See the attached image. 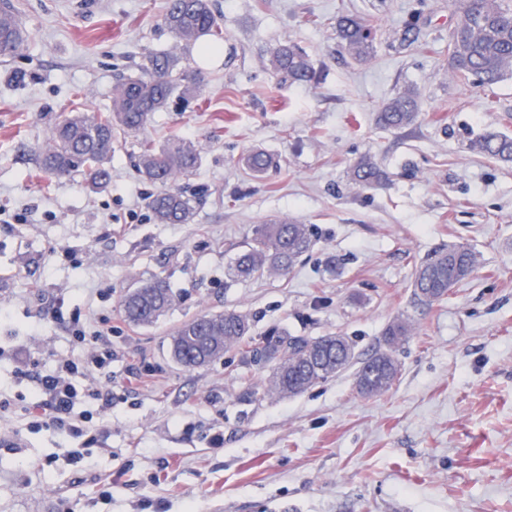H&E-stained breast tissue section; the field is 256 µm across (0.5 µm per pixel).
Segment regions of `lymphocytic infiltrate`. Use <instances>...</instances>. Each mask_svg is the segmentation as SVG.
<instances>
[{
    "label": "lymphocytic infiltrate",
    "instance_id": "obj_1",
    "mask_svg": "<svg viewBox=\"0 0 512 512\" xmlns=\"http://www.w3.org/2000/svg\"><path fill=\"white\" fill-rule=\"evenodd\" d=\"M72 340L80 350L77 358L59 360L54 371L41 372L38 361L23 363L16 369L18 378L32 382L40 395L39 402L23 409L9 399L0 398V411H22L36 429H48L58 434L78 437L84 432L83 423L91 417L108 421L112 413V391L96 386L78 390L72 375L107 373L112 364V338L108 332L87 333L78 319H70Z\"/></svg>",
    "mask_w": 512,
    "mask_h": 512
}]
</instances>
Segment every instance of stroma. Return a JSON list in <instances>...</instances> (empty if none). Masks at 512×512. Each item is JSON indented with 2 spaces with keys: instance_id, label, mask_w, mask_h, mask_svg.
I'll use <instances>...</instances> for the list:
<instances>
[{
  "instance_id": "35a3bbf8",
  "label": "stroma",
  "mask_w": 512,
  "mask_h": 512,
  "mask_svg": "<svg viewBox=\"0 0 512 512\" xmlns=\"http://www.w3.org/2000/svg\"><path fill=\"white\" fill-rule=\"evenodd\" d=\"M10 2L27 41L0 60V392L33 405L16 367L32 356L47 369L74 351L51 313L59 298L88 331L111 328L117 358L97 443L0 418V512H512V162L469 148L512 136V78L485 89L449 75L452 0H211L221 49L185 53L201 91L172 96L147 131L201 145L180 181L189 224L154 221L135 138H116L112 183L97 193L83 175L39 166L59 113L103 111L117 75L172 48L167 0ZM344 14L376 28L366 63L336 35ZM284 40L308 53L315 82L275 84L266 60ZM408 87L419 121L380 129V106ZM253 149L279 165L252 174L242 158ZM363 157L388 180L353 184ZM273 217L307 225L310 252L289 274L231 279L246 237ZM451 244L478 252L480 266L443 300L414 306L416 263ZM153 275L179 301L134 326L119 301ZM227 309L249 318L252 339L275 327L341 334L360 359L395 317L416 332L383 396L358 394L349 369L281 398L260 393L267 368L236 353L195 370L171 360L174 327ZM127 354L145 385L127 382Z\"/></svg>"
}]
</instances>
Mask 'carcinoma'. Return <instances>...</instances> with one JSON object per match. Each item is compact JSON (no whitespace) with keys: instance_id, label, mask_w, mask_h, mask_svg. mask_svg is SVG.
<instances>
[{"instance_id":"1","label":"carcinoma","mask_w":512,"mask_h":512,"mask_svg":"<svg viewBox=\"0 0 512 512\" xmlns=\"http://www.w3.org/2000/svg\"><path fill=\"white\" fill-rule=\"evenodd\" d=\"M169 6L163 23L175 40V49L152 54L134 76H120L112 86V109L107 112H62L52 128L50 144L39 155L46 173L65 178L81 172L87 187L96 191L109 185L112 143L119 133L137 137L164 108L174 94L192 95L200 90L198 75L184 65V52L199 38L223 40L210 0H178ZM457 20L448 39V60L453 76L473 79L490 88L512 77V0H456ZM337 35L348 54L363 61L374 53L370 29L356 16L343 15L337 21ZM25 42V32L10 0H0V57L15 54ZM271 76L280 83H311L316 78L309 56L297 45L277 46L267 60ZM420 117L416 93L406 88L389 99L377 115L385 130L399 131L414 125ZM470 148L484 156L512 161V137L483 135ZM200 145L182 137L169 139L161 147L139 141L137 170L143 181L158 186L147 207L159 224H189L195 208L191 196L179 185L181 176L198 165ZM246 167L263 173L276 166L273 155L251 150L244 156ZM385 177L371 160L363 159L350 170V179L368 185ZM313 247L304 224L273 221L252 230L245 249L231 268L234 278L264 274L284 275ZM479 266L478 254L469 247L450 246L420 261L413 274L412 296L430 306L448 295L458 282ZM177 294L160 278L128 290L120 301L125 320L136 326H151L175 305ZM409 319L397 317L383 331V348L364 359L356 371V387L368 397L381 396L398 376L394 350L411 335ZM250 335L247 317L236 311L201 313L183 322L171 334V358L187 368L206 366L231 350L249 362L269 366L264 392L294 396L348 369L355 359L345 336H293L285 329L272 330L254 346L245 345Z\"/></svg>"}]
</instances>
